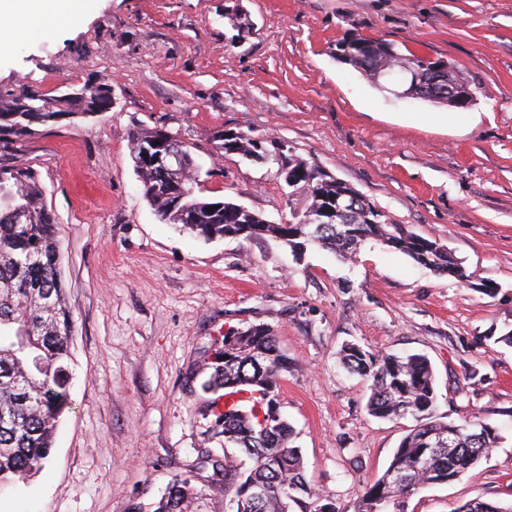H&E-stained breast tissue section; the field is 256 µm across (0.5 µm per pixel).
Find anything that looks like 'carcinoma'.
Masks as SVG:
<instances>
[{
	"instance_id": "carcinoma-1",
	"label": "carcinoma",
	"mask_w": 512,
	"mask_h": 512,
	"mask_svg": "<svg viewBox=\"0 0 512 512\" xmlns=\"http://www.w3.org/2000/svg\"><path fill=\"white\" fill-rule=\"evenodd\" d=\"M336 59L356 68L375 85L382 79H395L412 71L418 92L425 100L441 104L443 97L431 91L436 76L432 61L384 39L371 40L356 35L336 44ZM112 85L86 84L82 97L46 96L26 90L0 98V152L34 133L36 126L55 125L63 118L101 116L112 110ZM37 113L31 114L29 110ZM165 128L137 130L130 136V155L142 184L143 193L158 216L206 239L224 238L237 224H250L253 238L271 236L284 244H317L352 259L368 239L381 241L416 264L435 273L472 285V276L435 240L424 238L391 221L390 216L371 202H359L352 224H327L311 239H304L307 228L300 225L307 212L347 190L337 180L324 179L323 170L292 154L288 144L282 153L299 170L288 187L301 191L304 205L291 224H268L252 211L236 213L238 204L220 203L196 194V163L191 154L183 158L187 171L179 195L185 214L197 215L200 222L187 224L183 216L168 214L169 200L152 192L156 174L139 163L136 149L159 139ZM258 137L245 133L238 137L231 154L253 160ZM56 218L45 204L33 170L24 163L0 166V485L25 481L43 465L52 449L61 416L69 408L73 317L65 300V284L59 261ZM222 361L214 366L203 383L214 394L206 411L214 415L221 430L214 433L224 442L236 445L252 458L248 467L224 456V462H211L210 452L201 457L212 463L211 481L224 484V495L241 496L242 488H265L258 502L242 501L240 512H288L287 501L300 502L304 495L313 500L312 512H321L319 502L328 496L312 491L304 476L300 449L292 446L294 431L286 419L262 425L252 410L233 405L221 408L220 391H250L264 397L278 396L281 372L288 369V358L280 351L272 330L253 325L235 332V343L224 346ZM341 361L352 373L372 381L368 411L379 418H401L408 414L422 420L400 441L386 470L365 488L356 512H402L396 507L421 489L446 484L448 477L475 467L498 435L488 427L476 430L466 422L453 425L433 419L436 402L435 376L429 359L420 354L397 356L380 354L358 345L342 349ZM202 493L190 480H176L159 501L155 512H187ZM458 512H512L490 502H467Z\"/></svg>"
}]
</instances>
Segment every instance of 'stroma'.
<instances>
[{"label":"stroma","mask_w":512,"mask_h":512,"mask_svg":"<svg viewBox=\"0 0 512 512\" xmlns=\"http://www.w3.org/2000/svg\"><path fill=\"white\" fill-rule=\"evenodd\" d=\"M354 34L450 63L473 94L467 119L416 123L431 104L337 61ZM97 80L112 86L111 112L39 127L0 153L38 174L74 317L70 407L43 467L0 487V512H154L178 478L203 492L193 512H229L223 487L193 470L199 449L239 453L213 438L201 385L225 334L258 324L288 358L279 402L305 478L337 512H354L417 424L369 413V381L339 362L350 343L427 356L436 417L498 436L408 512L512 503V0H87L81 20L0 54L4 95ZM154 126L188 146L204 198L273 224L292 222L297 197L275 165L217 156L212 133L286 142L495 291L374 240L345 262L179 231L144 198L130 157L131 133Z\"/></svg>","instance_id":"1"}]
</instances>
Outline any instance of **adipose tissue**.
Listing matches in <instances>:
<instances>
[{
  "instance_id": "obj_1",
  "label": "adipose tissue",
  "mask_w": 512,
  "mask_h": 512,
  "mask_svg": "<svg viewBox=\"0 0 512 512\" xmlns=\"http://www.w3.org/2000/svg\"><path fill=\"white\" fill-rule=\"evenodd\" d=\"M84 8V0H0V50L53 21L76 18Z\"/></svg>"
}]
</instances>
